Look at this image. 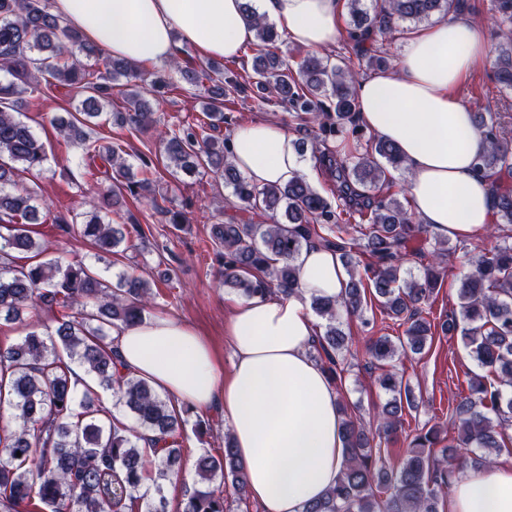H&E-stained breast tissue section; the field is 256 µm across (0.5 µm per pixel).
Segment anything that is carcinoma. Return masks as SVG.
<instances>
[{
  "instance_id": "1",
  "label": "carcinoma",
  "mask_w": 512,
  "mask_h": 512,
  "mask_svg": "<svg viewBox=\"0 0 512 512\" xmlns=\"http://www.w3.org/2000/svg\"><path fill=\"white\" fill-rule=\"evenodd\" d=\"M349 39L360 48L358 62L331 65L307 55L288 66L276 53L280 35L267 19H254L257 56L252 72H238L215 61L196 65L184 59L180 73L189 80L198 75L211 83L204 111L208 133L193 125L167 129L161 135L166 158L191 174L213 173L232 188L230 204L238 214L211 225L214 254L222 262L224 287L244 298L273 291L288 293L297 281L294 264L301 249L322 242L332 246L346 266L351 251L368 256L363 271H351V281L340 300L317 298L314 311L327 320L312 357L331 380L340 381L347 360L348 337L336 326L339 311L371 325L366 316L367 295L386 315L404 326V336L368 338L370 365L380 373L379 386L391 399L378 407L372 420L346 416L342 439L346 463L342 476L327 495L305 512H438L440 493L462 471L464 462H448V449L502 447L503 424L512 421V243L502 242L472 258V270L461 280L459 312L448 315L440 328L461 331L478 367L467 380V393L455 409L457 437L441 445L436 428L419 432L407 445L397 466H386L384 445L402 427L405 409L418 403L395 358L421 354L433 338L432 323L424 316L440 279L445 250L434 251L420 275L406 276L403 259L411 239L426 232L415 215L389 196L369 197L363 189L381 190L387 173L405 160L397 147L374 135L364 137L357 121L356 90L363 68L390 66L388 54L372 39L374 33L395 30L394 22L427 21L450 11L462 12L467 0H381L370 15L361 0H347ZM491 10L502 26L495 48L497 81L512 89V0H491ZM87 57L102 51L79 30L51 12L48 0H0V70L11 80L0 82V320L22 323L27 332L20 342H0V409L14 410L15 424L0 429V512H167L163 483L182 473L183 455L175 436L188 404L176 410L145 380L122 368L106 330L143 321L153 298L151 285L137 276H121L112 284L80 261L17 263L20 255L39 249L26 224L36 213V197L17 188L19 171H37L46 154L30 128L17 120L20 96L46 94L61 85L83 95L81 110L61 126L78 143L92 180L99 173L112 180L111 207L121 204L123 191L152 193L158 169L142 160V178L131 180L119 144L102 146L88 129L97 125L100 104L112 98L114 82L128 86L124 110L113 114L117 125L138 132L152 122L153 112L140 95V82L149 80L152 94L163 99L175 88L171 78L141 64L114 60L105 72L90 70L73 59V50ZM251 101L258 111L283 108L312 123L311 140L319 144L315 159L332 180L343 213L370 214L367 225L352 224L303 176L284 185H252L219 149L214 133L232 121L228 105ZM488 142L479 169L495 177L498 220L512 224V187L500 175H512V140L504 137L493 115L476 117ZM351 132L365 138V154L350 162L328 143ZM81 235L108 253L128 241L124 224H105L97 215L78 225ZM55 313V327L41 312ZM77 364L95 385L78 384L71 365ZM115 391V406L136 420L128 425L114 416L98 390ZM154 473V491L139 493L148 473ZM197 487L181 500L182 512H229L226 483L246 501L247 474L237 457L230 433L224 448L200 456L195 463Z\"/></svg>"
}]
</instances>
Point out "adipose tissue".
Wrapping results in <instances>:
<instances>
[{
	"label": "adipose tissue",
	"mask_w": 512,
	"mask_h": 512,
	"mask_svg": "<svg viewBox=\"0 0 512 512\" xmlns=\"http://www.w3.org/2000/svg\"><path fill=\"white\" fill-rule=\"evenodd\" d=\"M53 12L105 53L139 64L172 58L180 41L209 57L238 56L254 40L253 12L309 49L332 47L342 35V0H53ZM487 54L484 25L451 13L411 34L395 69L356 86L362 128L399 147L412 210L441 240L472 238L496 221L493 178L478 168L488 143L457 94ZM229 150L237 170L259 187L307 170L295 137L278 123H240ZM295 264L291 293L232 304L224 323L230 370L180 318L156 316L112 330L132 375L177 403L223 410L247 466V495L262 512H304L345 465L340 393L310 355L317 338L311 303L343 297L350 274L319 244L304 247ZM448 512H512V455L465 470Z\"/></svg>",
	"instance_id": "ef3b65f1"
}]
</instances>
